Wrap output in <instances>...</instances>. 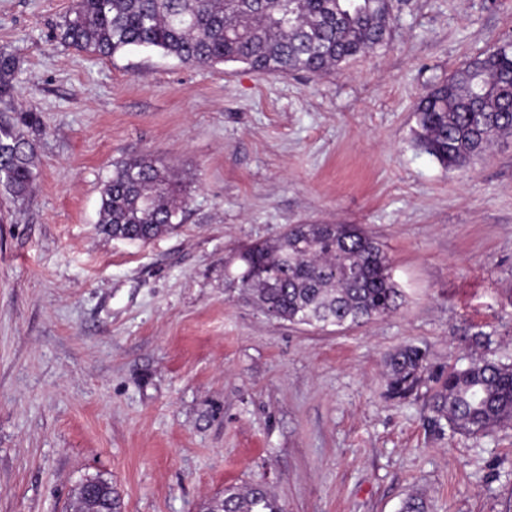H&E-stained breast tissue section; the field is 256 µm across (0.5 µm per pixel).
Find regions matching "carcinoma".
Returning a JSON list of instances; mask_svg holds the SVG:
<instances>
[{
    "instance_id": "carcinoma-1",
    "label": "carcinoma",
    "mask_w": 512,
    "mask_h": 512,
    "mask_svg": "<svg viewBox=\"0 0 512 512\" xmlns=\"http://www.w3.org/2000/svg\"><path fill=\"white\" fill-rule=\"evenodd\" d=\"M394 0H74L56 38L103 58L153 47L197 67L241 63L273 75L322 74L383 45ZM18 74L16 55L0 52V103ZM0 113V184L24 198L36 178V147L24 128L32 112ZM512 133V44L465 63L431 87L415 110L414 141L447 168L483 154ZM189 203L187 185L150 155L112 172L98 231L147 243L175 229ZM231 284L262 312L318 329L367 324L399 309L404 294L380 243L355 224H295L272 241L235 255ZM432 383L434 422L467 434L512 426V364L476 360L434 371L426 349L408 344L389 357L390 395L405 398ZM223 512H282L264 485L224 489Z\"/></svg>"
}]
</instances>
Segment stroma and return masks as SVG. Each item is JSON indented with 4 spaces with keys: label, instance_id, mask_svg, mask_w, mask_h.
Wrapping results in <instances>:
<instances>
[{
    "label": "stroma",
    "instance_id": "obj_1",
    "mask_svg": "<svg viewBox=\"0 0 512 512\" xmlns=\"http://www.w3.org/2000/svg\"><path fill=\"white\" fill-rule=\"evenodd\" d=\"M72 0H0L11 107L34 111L36 179L0 186V512H70L112 481L117 512H197L259 483L283 512H506L512 427L429 425L428 386L387 392L404 344L466 367L464 335L512 363V134L460 169L414 143L420 95L512 42V0H408L390 45L313 75L105 59L55 27ZM187 184L182 224L141 244L97 228L116 163ZM294 224H357L387 253L399 310L348 329L263 314L228 261Z\"/></svg>",
    "mask_w": 512,
    "mask_h": 512
}]
</instances>
